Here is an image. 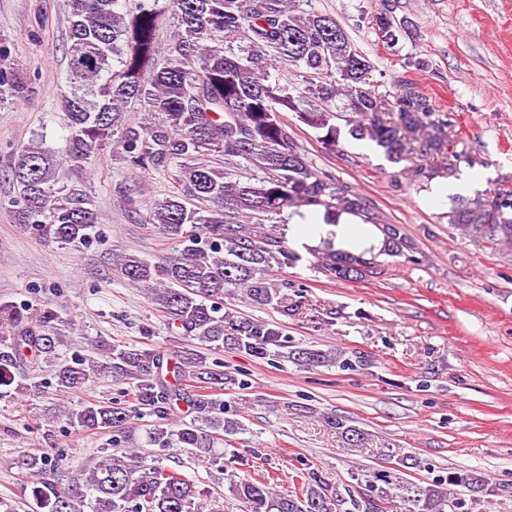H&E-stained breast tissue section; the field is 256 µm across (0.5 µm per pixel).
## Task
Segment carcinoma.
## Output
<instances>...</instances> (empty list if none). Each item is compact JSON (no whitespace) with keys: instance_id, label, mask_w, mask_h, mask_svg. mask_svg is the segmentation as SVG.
Instances as JSON below:
<instances>
[{"instance_id":"obj_1","label":"carcinoma","mask_w":512,"mask_h":512,"mask_svg":"<svg viewBox=\"0 0 512 512\" xmlns=\"http://www.w3.org/2000/svg\"><path fill=\"white\" fill-rule=\"evenodd\" d=\"M158 2L138 0L121 12L118 0H70L65 158L80 168L112 146L133 169L175 170L176 186L147 205L146 219L176 254L156 262L124 254L116 260L121 275L146 291L169 327L209 350L243 351L272 363L354 367L331 350L292 347L282 323L237 316L229 307L239 289L251 305L285 318L301 306L302 290L290 294L287 280L271 277L274 266L300 260L284 236L267 228L283 222L290 208L300 217L321 209L328 224L349 214L380 226L384 248L376 254L325 242V269L338 279L378 274L381 255L414 261L399 225L379 219L352 187L317 170L281 113H295L326 145L338 144L343 132L367 139L393 164L413 153L462 157L461 141L448 133L452 122L408 79L398 81L394 101L379 96L368 81L369 61L312 0H168L177 31L164 47ZM369 22L389 48L405 32L390 0H380ZM282 66L293 69L296 81L276 74ZM23 89L18 73L0 69V99ZM215 154L224 157V169L204 162ZM58 165L43 142L23 147L10 168L17 193L0 199V209L38 238L77 248L89 242L100 217L82 194L58 186ZM452 200L448 223L462 236L512 245V178L472 199ZM59 322L50 306L32 313L0 304L1 395L10 392L15 370L55 354L63 338ZM55 377L59 390L73 392L104 377L129 383L135 405L92 400L66 414L74 428L112 432L113 450L85 469L81 483L64 484L59 460L46 453L16 459L38 512H81L87 492L94 496L93 512H189L195 482L123 445L143 409L155 417L145 444L162 454L185 451L215 463L218 445L242 430L206 390L244 382L208 366L196 350L102 341L95 355L59 364ZM182 402L194 411L188 421L173 417ZM330 424L354 446L364 440L361 430L340 418ZM298 478L299 494H280L247 478L230 481L229 492L241 512H345L346 499L328 496L315 473ZM360 481L364 491L353 506L388 512L387 476L366 471ZM484 485L479 474L450 473L412 488L409 502L412 512H471Z\"/></svg>"}]
</instances>
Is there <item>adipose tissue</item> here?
<instances>
[{
	"instance_id": "adipose-tissue-1",
	"label": "adipose tissue",
	"mask_w": 512,
	"mask_h": 512,
	"mask_svg": "<svg viewBox=\"0 0 512 512\" xmlns=\"http://www.w3.org/2000/svg\"><path fill=\"white\" fill-rule=\"evenodd\" d=\"M290 233L299 244L310 247L327 237L334 238L340 250L377 252L383 246V236L376 225L362 223L359 218L347 214L342 215L338 223L328 224L322 212L318 211L291 225Z\"/></svg>"
}]
</instances>
